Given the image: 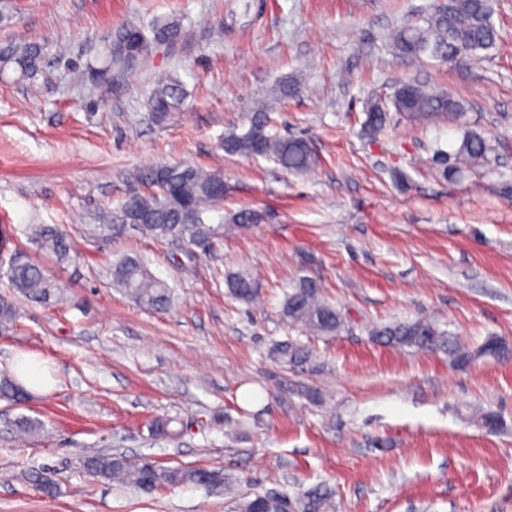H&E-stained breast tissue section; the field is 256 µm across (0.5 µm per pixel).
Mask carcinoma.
<instances>
[{
	"mask_svg": "<svg viewBox=\"0 0 512 512\" xmlns=\"http://www.w3.org/2000/svg\"><path fill=\"white\" fill-rule=\"evenodd\" d=\"M492 13L491 0H445L438 4L426 26L397 29L391 41L403 56L427 55L451 62L463 53L475 55L495 46L497 31ZM154 33L159 38L175 40L180 36L181 28L175 22L157 23ZM144 39L146 36L140 28L127 26L118 29L112 44L100 59V66L124 67L131 61L137 62L144 53L132 59L128 50ZM40 60L41 48L36 44H7L0 48V73L12 72L16 79L27 80L39 71ZM298 88V81L292 79L255 105L245 131H230L224 135V153L271 158L286 171L311 170L316 164V157L307 140L279 138L268 131L274 104ZM183 99L179 81L165 78L152 91L150 112L155 119L163 120L181 108ZM392 105L395 111L414 124L443 117L458 126L466 125V112L461 103L448 96L447 92L421 83L407 82L398 87ZM388 120L384 106L375 102L367 106L365 129L368 135H377ZM489 151L490 147L482 136L464 133L459 146L448 153V158L453 160L448 172L454 174L484 166L488 162ZM138 180L146 190L130 194L112 220L131 224L141 234L160 242L181 238L196 245L216 234V229L203 224L202 215L224 202V177L221 174L189 164H165L140 173ZM32 237L58 262L69 260L70 243L57 228L39 224L33 228ZM7 276L10 287L18 293L35 297L50 294L51 285L40 267L33 263H13ZM112 282L142 307L159 309L169 303L167 285L137 258L126 257L114 264ZM225 284L228 292L238 300L252 302L258 296L256 281L247 273L231 272L225 276ZM15 315L12 300L1 295L0 327L12 325ZM281 316L288 326L308 337L335 336L343 327L342 314L325 299L320 281L308 276H301L293 282L282 302ZM377 339L388 345L442 352L457 366H466L483 355L507 357L512 354L504 343L496 339L488 340L479 349L466 347L457 337L427 319L388 326L377 332ZM273 354L289 366L298 367L313 360L314 349L298 340H285L274 345ZM24 395V388L13 376L7 373L0 375V399L19 403ZM13 426L21 435H33L42 430L41 424L28 416L18 417ZM82 466L93 477L117 481L142 491H150L162 484L210 486L214 483L212 473L205 469H161L154 464L148 467L144 460L132 461L119 454H92L84 458ZM26 479L44 494L55 491V483L42 469L30 470ZM259 501L264 503L263 512H279L278 502L264 492L244 498L238 505V512H257L255 505ZM297 501L301 512H336L334 492L324 484L304 490Z\"/></svg>",
	"mask_w": 512,
	"mask_h": 512,
	"instance_id": "obj_1",
	"label": "carcinoma"
}]
</instances>
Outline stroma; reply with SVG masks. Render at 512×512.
<instances>
[{
  "label": "stroma",
  "mask_w": 512,
  "mask_h": 512,
  "mask_svg": "<svg viewBox=\"0 0 512 512\" xmlns=\"http://www.w3.org/2000/svg\"><path fill=\"white\" fill-rule=\"evenodd\" d=\"M437 3L9 0L0 46L39 45L42 61L35 79L0 76V295L17 309L0 330V373L29 354L52 384L21 405L0 400V512H237L250 493L294 497L320 483L337 512H512V357L458 368L372 337L426 318L472 347L491 336L512 346V0H494L490 51L451 64L400 55L391 32L423 25ZM159 21L177 22L180 40L150 41L140 62L91 77L119 26L148 33ZM297 74L269 131L309 140L317 165L291 173L224 153L225 133L245 131L253 106ZM167 75L186 98L158 123L147 98ZM410 80L464 105L489 167L444 174L438 153L463 131L445 123L413 127L394 112L365 134V101ZM176 163L223 175L224 203L204 215L222 237L196 247L127 224L98 229L140 190L137 173ZM243 210L261 221L231 229ZM33 224L66 233L68 262L36 246ZM126 256L169 285L167 308L113 287ZM16 258L42 268L49 298L11 293ZM230 271L255 278L254 302L228 294ZM299 276L320 279L345 326L293 368L271 348L295 335L279 309ZM483 410L500 415L496 431L480 426ZM21 415L42 431L16 440ZM94 453L217 481L146 493L89 476ZM32 468L53 478V495L27 482Z\"/></svg>",
  "instance_id": "obj_1"
}]
</instances>
